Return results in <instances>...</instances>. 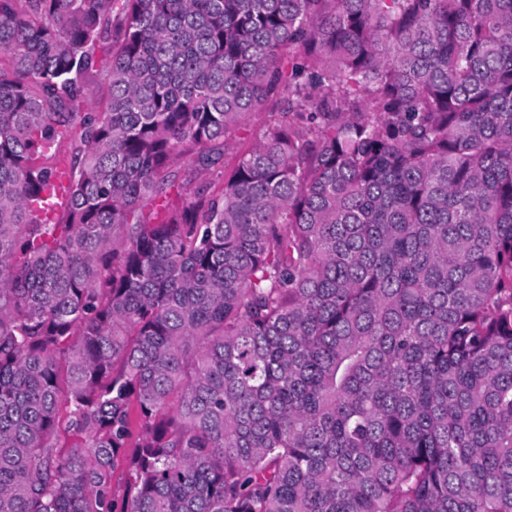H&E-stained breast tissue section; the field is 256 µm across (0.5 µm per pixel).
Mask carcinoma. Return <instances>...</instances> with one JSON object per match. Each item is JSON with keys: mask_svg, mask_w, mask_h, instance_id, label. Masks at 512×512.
<instances>
[{"mask_svg": "<svg viewBox=\"0 0 512 512\" xmlns=\"http://www.w3.org/2000/svg\"><path fill=\"white\" fill-rule=\"evenodd\" d=\"M0 512H512V0H0ZM51 184L53 186V198L55 202L50 204L47 211L42 212L43 217L49 220L53 218L55 210L66 205L68 201L69 178L63 167H59L57 171L53 173L51 176Z\"/></svg>", "mask_w": 512, "mask_h": 512, "instance_id": "obj_1", "label": "carcinoma"}]
</instances>
